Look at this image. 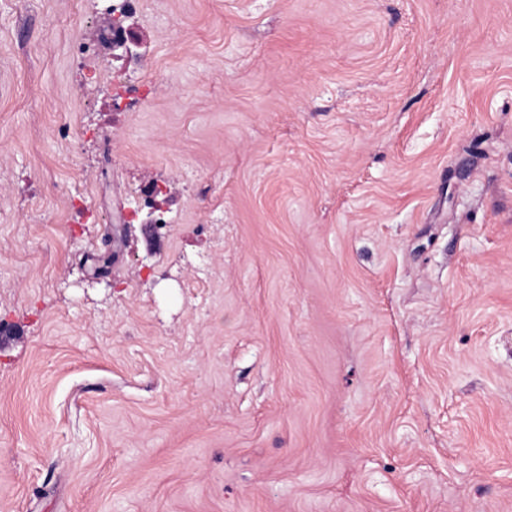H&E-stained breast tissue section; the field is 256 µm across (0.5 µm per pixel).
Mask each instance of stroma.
<instances>
[{"instance_id":"stroma-1","label":"stroma","mask_w":512,"mask_h":512,"mask_svg":"<svg viewBox=\"0 0 512 512\" xmlns=\"http://www.w3.org/2000/svg\"><path fill=\"white\" fill-rule=\"evenodd\" d=\"M113 21L0 0V512H512V0Z\"/></svg>"}]
</instances>
